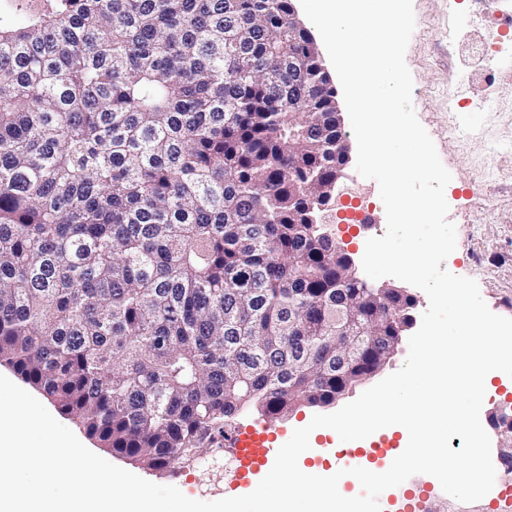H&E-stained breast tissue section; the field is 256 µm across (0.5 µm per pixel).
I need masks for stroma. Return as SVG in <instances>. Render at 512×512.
<instances>
[{
	"label": "stroma",
	"instance_id": "1",
	"mask_svg": "<svg viewBox=\"0 0 512 512\" xmlns=\"http://www.w3.org/2000/svg\"><path fill=\"white\" fill-rule=\"evenodd\" d=\"M413 7L416 25L405 56L413 108L452 175L445 198L457 247L446 263L454 275L477 281L492 312L512 318V37L500 33L512 0H413ZM339 184L368 189L374 209V225L357 237L336 235L358 262L364 243L385 223V208L377 183L362 177L355 162L346 164ZM494 384L480 419L497 457L502 438L495 423L500 413H512V377L497 373ZM234 470L207 453L196 467L147 479L214 501L233 496Z\"/></svg>",
	"mask_w": 512,
	"mask_h": 512
}]
</instances>
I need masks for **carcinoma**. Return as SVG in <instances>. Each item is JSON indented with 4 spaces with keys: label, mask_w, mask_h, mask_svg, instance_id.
I'll use <instances>...</instances> for the list:
<instances>
[{
    "label": "carcinoma",
    "mask_w": 512,
    "mask_h": 512,
    "mask_svg": "<svg viewBox=\"0 0 512 512\" xmlns=\"http://www.w3.org/2000/svg\"><path fill=\"white\" fill-rule=\"evenodd\" d=\"M292 11L0 0V366L144 469L334 403L410 320L309 220L345 134Z\"/></svg>",
    "instance_id": "carcinoma-1"
}]
</instances>
